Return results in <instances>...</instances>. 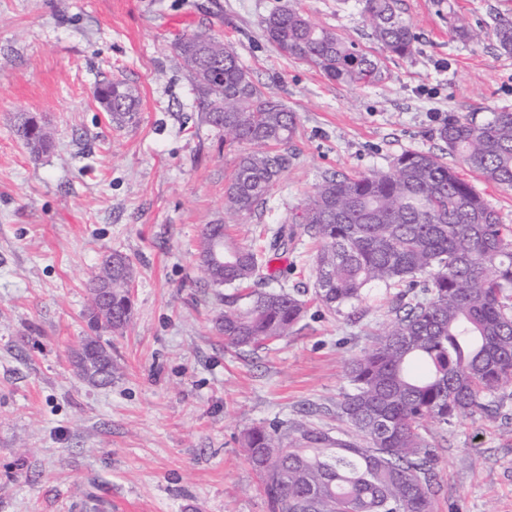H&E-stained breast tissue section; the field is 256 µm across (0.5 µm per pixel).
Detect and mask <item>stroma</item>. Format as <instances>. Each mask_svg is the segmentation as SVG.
Here are the masks:
<instances>
[{
	"instance_id": "obj_1",
	"label": "stroma",
	"mask_w": 512,
	"mask_h": 512,
	"mask_svg": "<svg viewBox=\"0 0 512 512\" xmlns=\"http://www.w3.org/2000/svg\"><path fill=\"white\" fill-rule=\"evenodd\" d=\"M290 5L359 42L383 82L352 87L281 56L261 21ZM419 37L409 58L370 36L356 0H0V512H268L241 445L275 421L336 427L347 362L392 319L395 293L370 290L330 314L314 298L316 247L297 234L274 261L309 307L293 335L257 352L226 345L221 309L198 267L199 234L224 217L240 147L200 120L192 76L172 45L220 35L253 81L298 116L295 157L240 217L233 238L260 250L327 169L360 176L401 151H440L454 116L512 109V58L492 38L454 29L512 21V0H401ZM130 84L136 122L118 128L94 99ZM42 118L39 160L15 134ZM134 266V313L113 336L111 385L81 380L73 355L89 333L86 283L104 253ZM435 512H512V400L429 425Z\"/></svg>"
}]
</instances>
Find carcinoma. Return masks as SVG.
Listing matches in <instances>:
<instances>
[{
	"mask_svg": "<svg viewBox=\"0 0 512 512\" xmlns=\"http://www.w3.org/2000/svg\"><path fill=\"white\" fill-rule=\"evenodd\" d=\"M371 36L388 52L409 58L417 36L398 0H358ZM498 50L512 55V21L492 18ZM269 43L305 61L329 80L349 86L385 79L380 61L354 41L319 26L290 6L261 21ZM193 78L200 120L228 145H246L225 189L224 220L207 224L199 242L203 279L218 289L216 318L225 342L255 351L290 336L307 316L300 292L255 288L273 278L265 253L228 241L227 225L254 211L288 168L297 117L253 81L237 53L208 32L174 43ZM112 103L118 127L132 123L135 90L122 80L93 90ZM29 154L47 152L52 135L33 116L17 128ZM446 151L406 150L386 170L351 177L333 169L298 215L320 244L315 295L329 313L354 308L373 286L398 289L388 327L347 364L349 389L336 404L348 428L336 435L302 420L254 426L243 434L269 512H434L436 454L424 431L482 411L498 413L512 385V225L460 177L447 157L487 182L512 188V110L488 121L452 118L438 129ZM270 250L293 235L267 228ZM134 268L118 252L105 254L88 281L89 304L109 285L111 302L90 311L92 335L74 352L77 373L112 383V344L133 312ZM227 288L223 294L219 289Z\"/></svg>",
	"mask_w": 512,
	"mask_h": 512,
	"instance_id": "obj_1",
	"label": "carcinoma"
}]
</instances>
